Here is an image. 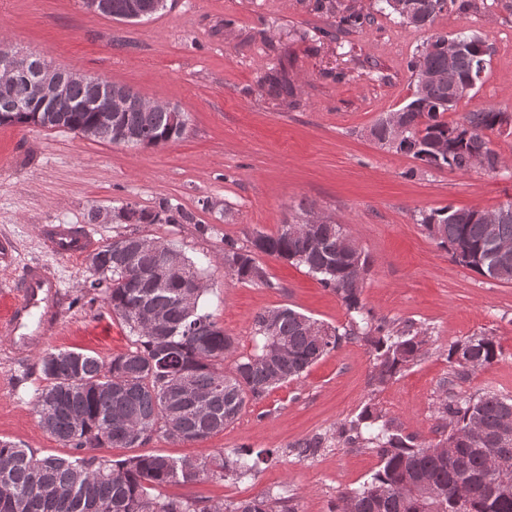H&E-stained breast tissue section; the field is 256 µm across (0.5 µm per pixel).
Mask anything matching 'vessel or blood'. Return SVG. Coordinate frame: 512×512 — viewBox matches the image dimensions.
<instances>
[{
  "label": "vessel or blood",
  "instance_id": "obj_1",
  "mask_svg": "<svg viewBox=\"0 0 512 512\" xmlns=\"http://www.w3.org/2000/svg\"><path fill=\"white\" fill-rule=\"evenodd\" d=\"M39 233L50 249L60 256H87L95 250V241L88 231L68 224H43L39 227ZM59 288L58 278L39 264L25 266L14 275L13 298L4 319L0 320V331L7 335L14 350L21 353L40 352L45 343V334L59 328L62 315L50 303ZM36 313L41 316V333L30 336L26 330Z\"/></svg>",
  "mask_w": 512,
  "mask_h": 512
}]
</instances>
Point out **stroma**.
Here are the masks:
<instances>
[{"instance_id": "1", "label": "stroma", "mask_w": 512, "mask_h": 512, "mask_svg": "<svg viewBox=\"0 0 512 512\" xmlns=\"http://www.w3.org/2000/svg\"><path fill=\"white\" fill-rule=\"evenodd\" d=\"M466 11L440 14L415 28L377 10V0H336L366 15L363 26L337 32L318 0H167L151 18L126 22L91 13L80 0H0V42L47 64L179 106L185 135L158 147L99 143L65 129L0 126V238L14 244L0 262V316L10 301L12 271L42 263L56 274L63 312L50 349L80 350L108 360L126 352L129 330L103 301L89 302L87 257L63 258L40 238L42 224L88 228L97 243L148 236L199 263L209 290L205 312L235 341L254 347L259 312L288 306L331 327L350 317L340 298L305 267L275 256L260 261L270 286L237 282L224 267V241L247 243L277 232L306 212L343 225L367 256L361 298L375 316L414 320L428 330L426 353L385 387L371 384L372 354L347 341L299 379L249 401L238 419L208 439L153 437L133 453L203 459L216 449L274 452L257 473L170 485L164 495L207 504L258 495L284 499L296 512H330L339 492L356 490L378 469L367 448L332 446L298 456L296 445L334 433L375 404L402 434L437 441L440 382L448 348L475 334L496 338L499 356L460 382L470 395L512 396V284L498 283L450 260L421 224L453 205L494 210L512 201V134L488 132L505 168L451 173L380 147L371 126L407 104L414 79L408 62L432 34H477L490 47L474 96L448 121L494 106L512 114V9L505 0H472ZM285 72L296 106L268 94L265 77ZM163 199L194 215L191 224L89 223L91 210L129 203L151 209ZM36 356L15 354L0 339V439L38 455L68 450L40 425L34 410L43 381Z\"/></svg>"}]
</instances>
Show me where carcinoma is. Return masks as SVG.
Returning <instances> with one entry per match:
<instances>
[{
    "instance_id": "carcinoma-1",
    "label": "carcinoma",
    "mask_w": 512,
    "mask_h": 512,
    "mask_svg": "<svg viewBox=\"0 0 512 512\" xmlns=\"http://www.w3.org/2000/svg\"><path fill=\"white\" fill-rule=\"evenodd\" d=\"M150 0H109L107 15L133 19V6ZM390 13L416 28L430 27L445 11L462 9L466 0H400ZM408 63L415 82L432 76L421 95L398 109L405 129L394 133L389 116L379 118L370 132L386 149L410 155L423 165L450 172L501 164L483 132L501 130L506 113L495 107L469 112L450 123L448 54L442 36ZM467 51L454 61L459 80L486 63L488 47L481 36L459 37ZM40 59L26 72L0 74V125L64 128L86 138L114 142L116 131L97 122V111L108 104L110 82L88 81L69 86L59 105H46L34 95ZM269 93L294 96L288 78L271 74ZM167 104L127 113L131 146L155 147L180 139L187 123L175 124ZM112 221L124 224H191L194 217L168 199L152 210L112 209ZM429 236L450 259L479 275L512 283V257L494 258L505 247L512 254V201L492 211L451 205L421 219ZM294 223L275 234L255 232L248 245L224 240V267L242 283L275 287L257 257L278 256L307 268L336 293L351 317L344 330L330 327L288 306L255 317L256 349L221 368L235 351L211 314L202 311L206 288H184L175 279H158L154 271L166 252L140 247L141 237L125 235L98 247L90 256L88 293L104 302L134 335V348L105 361L71 350H46L38 365L46 385L38 393L35 412L42 427L65 448L66 457H39L30 448L0 440V512H296L280 499L256 496L205 505L196 498H171L160 489L171 484L193 485L205 477L253 474L272 458L270 450H216L209 458L136 455L119 461L103 448L143 445L153 436L199 441L234 422L247 402L299 377L342 342H363L374 357L373 384L383 387L422 356L425 332L412 320L401 323L377 318L362 303L361 283L368 258L340 224H314L307 234L292 232ZM133 254L135 266L123 267ZM497 358L493 337L468 336L448 349L452 378L443 382L438 413L445 420L436 443L419 444L402 435L372 404L336 429L337 444L358 445L377 452L381 465L356 491L343 492L331 512H512V446L500 445L512 433V397L486 392L478 397L457 394L454 380L486 369ZM331 442L315 436L298 444L299 454L314 457Z\"/></svg>"
}]
</instances>
